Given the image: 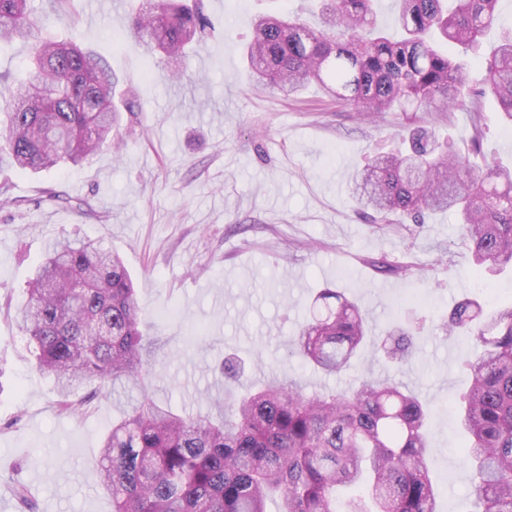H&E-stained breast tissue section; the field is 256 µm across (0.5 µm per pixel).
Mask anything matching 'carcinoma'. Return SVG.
Returning <instances> with one entry per match:
<instances>
[{"label": "carcinoma", "mask_w": 512, "mask_h": 512, "mask_svg": "<svg viewBox=\"0 0 512 512\" xmlns=\"http://www.w3.org/2000/svg\"><path fill=\"white\" fill-rule=\"evenodd\" d=\"M33 0H0V44H27L25 76L0 75V163L22 173L77 166L112 137L123 81L101 54L42 34ZM374 0H316L311 26L298 17L257 15L247 46L249 79L293 96L318 83L360 116L388 112H480L489 94L512 123V26L499 25V0H395L399 38L387 34ZM496 32L497 44L470 79L468 52ZM129 36L156 67L179 65L187 47L209 36L204 0H142ZM479 134L460 152L418 128L409 149L370 157L355 197L386 224L399 214L414 224L424 211L452 212L480 272L512 265V168L491 163L482 176L471 157ZM15 321L36 369L53 378L59 409L81 415L115 388L112 429L89 473L112 512H339L337 492L367 484L368 498L347 512H438L430 469L429 406L405 386L364 380L356 388L308 395L293 383L252 385L218 415L187 414L148 393L153 341L140 329L137 289L119 253L101 238L53 242L28 283ZM318 310L290 341L288 353L332 375L353 366L366 336L361 306L325 288ZM448 335L474 339L464 361L470 385L459 404L470 440L464 459L476 512H512V305L492 312L465 301L441 322ZM387 357L413 355L412 335L388 332ZM82 396L75 392L82 388ZM23 512L38 504L21 481L5 484Z\"/></svg>", "instance_id": "1"}]
</instances>
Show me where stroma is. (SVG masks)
Returning <instances> with one entry per match:
<instances>
[{
  "label": "stroma",
  "instance_id": "obj_1",
  "mask_svg": "<svg viewBox=\"0 0 512 512\" xmlns=\"http://www.w3.org/2000/svg\"><path fill=\"white\" fill-rule=\"evenodd\" d=\"M87 0L53 11L34 0L44 32L77 36L126 78L133 111L123 113L119 152L83 164L22 174L0 165L16 204L0 209V484L26 482L40 512H112L88 474L112 426V403L93 401L83 416L59 411L52 380L36 371L21 331L2 304H23L26 282L49 244L63 234L102 238L138 282L139 305L156 337L150 379L155 399L188 413L207 412V396L244 392L276 378L307 394L341 390L364 376L401 383L429 403L436 450L432 477L439 512H468L465 436L454 401L468 388L464 359L476 346L447 336L439 320L461 301L512 304V270L489 276L487 296L453 215L423 226L377 224L362 212L351 178L376 151L399 145L398 113L358 117L317 86L292 98L250 85L243 46L253 19L269 11L305 14V0H204L214 34L183 76L166 77L128 34L134 0L114 9ZM485 131L483 153L512 164V124L492 99L482 114L421 112L414 126L449 143ZM366 307V354L326 376L289 356L307 306L322 289ZM421 325L413 360L372 358L389 324ZM254 360L248 381L218 369L228 355Z\"/></svg>",
  "mask_w": 512,
  "mask_h": 512
}]
</instances>
